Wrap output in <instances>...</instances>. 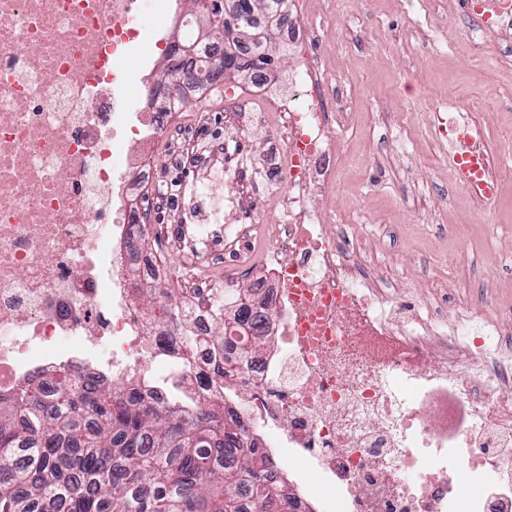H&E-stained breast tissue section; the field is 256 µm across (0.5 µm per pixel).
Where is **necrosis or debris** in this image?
Returning <instances> with one entry per match:
<instances>
[{
    "mask_svg": "<svg viewBox=\"0 0 512 512\" xmlns=\"http://www.w3.org/2000/svg\"><path fill=\"white\" fill-rule=\"evenodd\" d=\"M480 34L478 52L512 56V0H458ZM139 0H0V393L62 368L112 376L135 390L153 379L196 381L201 367L166 339L158 313L128 288L181 285L195 325L217 314L228 260L259 267L256 303L272 302L265 326L274 349L237 365L252 395L244 406L266 452H288L294 512H512V305L485 321L449 320L432 301H407L380 285L350 227L327 204L336 188L343 115L317 58L296 56L287 94L268 97L283 208L272 222L243 224L251 196L231 199L223 239L183 225L177 268L129 247L135 215L124 205L160 163L206 164L192 138L172 137L145 111L140 76L159 47ZM480 107L449 105L432 136L484 157L502 182L503 161L483 135ZM484 475L480 492L467 478Z\"/></svg>",
    "mask_w": 512,
    "mask_h": 512,
    "instance_id": "1",
    "label": "necrosis or debris"
}]
</instances>
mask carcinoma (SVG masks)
Masks as SVG:
<instances>
[{
  "instance_id": "carcinoma-1",
  "label": "carcinoma",
  "mask_w": 512,
  "mask_h": 512,
  "mask_svg": "<svg viewBox=\"0 0 512 512\" xmlns=\"http://www.w3.org/2000/svg\"><path fill=\"white\" fill-rule=\"evenodd\" d=\"M288 0H236L235 72L261 71L251 54L261 21L288 11ZM179 67L213 82L204 44ZM199 336L187 338L207 370L205 383L224 386L232 368L257 351L266 315L235 296ZM248 330L235 358L224 355V331ZM249 430L236 410L215 400L186 409L163 399L147 401L112 382L59 373L53 394L38 383L21 397L0 394V512H289L293 496L274 481L276 463L236 435Z\"/></svg>"
}]
</instances>
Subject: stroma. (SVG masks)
I'll list each match as a JSON object with an SVG mask.
<instances>
[{"instance_id": "stroma-1", "label": "stroma", "mask_w": 512, "mask_h": 512, "mask_svg": "<svg viewBox=\"0 0 512 512\" xmlns=\"http://www.w3.org/2000/svg\"><path fill=\"white\" fill-rule=\"evenodd\" d=\"M292 31H271L275 62L260 78L227 74L218 83L238 91L237 102L213 96L194 132L203 142L224 134L237 106L258 105L264 90L279 87L293 57L307 50L340 79L342 132L331 206L349 221L386 281L406 284L420 298L431 285L442 288L449 316L482 318L490 313L478 288L490 285L512 301V181L495 206L479 212L454 177L448 151L427 127L447 100L480 101L483 129L494 150L512 159V65L488 50L473 61L467 25L447 11L419 10L416 0H301ZM317 30L312 41L308 30ZM274 143L258 122L225 150L222 171L197 184L191 170L161 168L154 207L151 194L128 198L146 209L153 224H168L185 209L199 224L220 225L224 206L238 186L223 171L244 162L253 170L252 190L260 213L278 217L281 177L272 164Z\"/></svg>"}]
</instances>
